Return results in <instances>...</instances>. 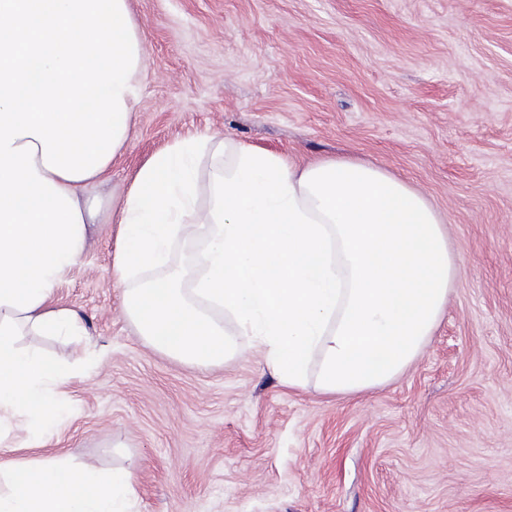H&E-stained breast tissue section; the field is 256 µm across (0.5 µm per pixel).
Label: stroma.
Listing matches in <instances>:
<instances>
[{
    "mask_svg": "<svg viewBox=\"0 0 512 512\" xmlns=\"http://www.w3.org/2000/svg\"><path fill=\"white\" fill-rule=\"evenodd\" d=\"M145 62L130 136L56 299L81 344L67 410L27 447L130 471L129 512H512V0H128ZM228 138L290 164L367 161L420 191L460 273L422 355L353 395L291 389L225 321L223 360L149 346L113 276L112 219L177 141Z\"/></svg>",
    "mask_w": 512,
    "mask_h": 512,
    "instance_id": "obj_1",
    "label": "stroma"
}]
</instances>
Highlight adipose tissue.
Segmentation results:
<instances>
[{
    "mask_svg": "<svg viewBox=\"0 0 512 512\" xmlns=\"http://www.w3.org/2000/svg\"><path fill=\"white\" fill-rule=\"evenodd\" d=\"M223 159L211 204L197 208L202 157ZM112 263L127 314L151 346L199 366L222 357L214 309L264 351L279 381L355 394L392 380L422 352L459 266L445 225L417 190L361 161L304 165L230 140H183L142 166L116 215ZM205 240L200 272L140 280L181 236ZM79 313L44 298L0 305V415L24 418L30 445L62 411L68 360L20 336H83ZM0 512H127L130 472L103 474L61 458L28 464L0 448Z\"/></svg>",
    "mask_w": 512,
    "mask_h": 512,
    "instance_id": "obj_1",
    "label": "adipose tissue"
}]
</instances>
